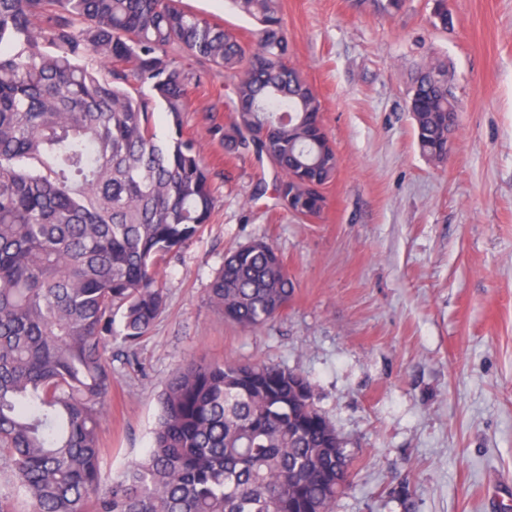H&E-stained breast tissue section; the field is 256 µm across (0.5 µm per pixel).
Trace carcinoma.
Returning a JSON list of instances; mask_svg holds the SVG:
<instances>
[{"instance_id":"1","label":"carcinoma","mask_w":512,"mask_h":512,"mask_svg":"<svg viewBox=\"0 0 512 512\" xmlns=\"http://www.w3.org/2000/svg\"><path fill=\"white\" fill-rule=\"evenodd\" d=\"M231 3L257 23L248 43L182 0H0V453L28 512H333L347 485L345 441L305 375L195 359L167 382L150 448L101 483L108 348L151 333L165 304L159 262L218 202L184 133L188 85L230 80L233 119L212 106L209 131L229 154L266 159L293 215L321 216L313 187L339 168L281 0ZM432 17L448 29L447 0ZM407 105L420 152L441 163L458 112L446 62L426 56ZM295 288L261 237L228 251L208 295L255 329Z\"/></svg>"}]
</instances>
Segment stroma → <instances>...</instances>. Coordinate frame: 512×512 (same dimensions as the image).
<instances>
[{
  "mask_svg": "<svg viewBox=\"0 0 512 512\" xmlns=\"http://www.w3.org/2000/svg\"><path fill=\"white\" fill-rule=\"evenodd\" d=\"M299 64L339 157L321 218L302 221L255 155H228L203 110L229 120L223 76L189 85L185 130L218 189L201 235L160 266L165 306L134 353L112 345L101 472L149 446L166 380L192 358L288 366L344 438L351 464L335 512H506L512 508V0H433L398 14L371 0H281ZM185 9L249 36L226 0ZM446 59L458 101L448 160L417 146L410 76ZM262 237L296 282L255 330L225 321L208 286L227 251Z\"/></svg>",
  "mask_w": 512,
  "mask_h": 512,
  "instance_id": "35a3bbf8",
  "label": "stroma"
}]
</instances>
